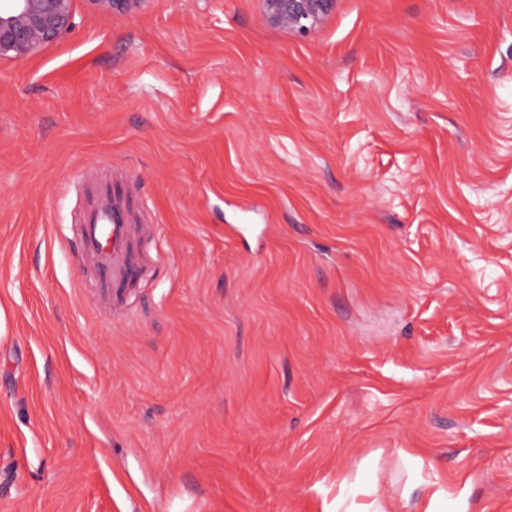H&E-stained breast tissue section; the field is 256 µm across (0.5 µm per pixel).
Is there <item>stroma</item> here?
Returning a JSON list of instances; mask_svg holds the SVG:
<instances>
[{
    "mask_svg": "<svg viewBox=\"0 0 512 512\" xmlns=\"http://www.w3.org/2000/svg\"><path fill=\"white\" fill-rule=\"evenodd\" d=\"M74 12L0 62V512H512V0ZM268 21L298 35H307L322 24L336 0H263ZM123 191L98 196L77 232L78 252L90 257L106 276L113 305H122L143 277L134 245L141 225Z\"/></svg>",
    "mask_w": 512,
    "mask_h": 512,
    "instance_id": "stroma-1",
    "label": "stroma"
}]
</instances>
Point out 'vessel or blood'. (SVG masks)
<instances>
[{"mask_svg": "<svg viewBox=\"0 0 512 512\" xmlns=\"http://www.w3.org/2000/svg\"><path fill=\"white\" fill-rule=\"evenodd\" d=\"M139 232L138 218L123 192L108 191L98 196L77 233L79 252L105 275L113 304H123L143 277L134 253Z\"/></svg>", "mask_w": 512, "mask_h": 512, "instance_id": "vessel-or-blood-1", "label": "vessel or blood"}]
</instances>
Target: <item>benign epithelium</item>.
<instances>
[{
    "label": "benign epithelium",
    "instance_id": "obj_1",
    "mask_svg": "<svg viewBox=\"0 0 512 512\" xmlns=\"http://www.w3.org/2000/svg\"><path fill=\"white\" fill-rule=\"evenodd\" d=\"M104 13H126L147 0H89ZM268 21L298 35L322 24L336 0H263ZM74 0H0V60L25 59L75 27Z\"/></svg>",
    "mask_w": 512,
    "mask_h": 512
}]
</instances>
